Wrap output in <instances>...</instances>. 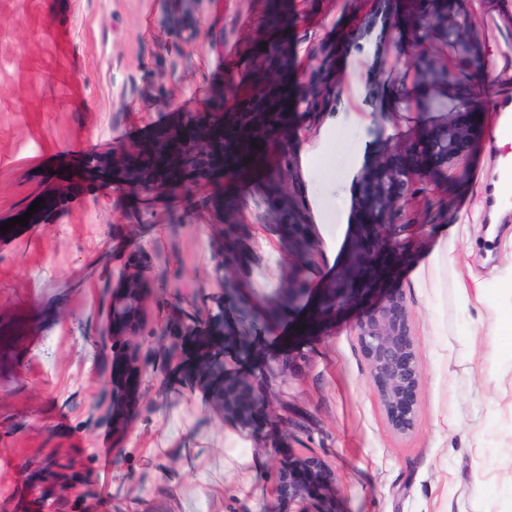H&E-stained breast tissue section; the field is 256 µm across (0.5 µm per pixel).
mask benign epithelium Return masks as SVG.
I'll return each mask as SVG.
<instances>
[{
    "label": "benign epithelium",
    "instance_id": "benign-epithelium-1",
    "mask_svg": "<svg viewBox=\"0 0 512 512\" xmlns=\"http://www.w3.org/2000/svg\"><path fill=\"white\" fill-rule=\"evenodd\" d=\"M436 6V26L423 21L410 30V49L415 80L403 94L404 102L422 112L441 107L440 90L458 81L454 70L432 55L433 39L448 48V55L463 59L472 72H485V56L469 38V20L459 8L460 0H431ZM270 95L257 86L237 102L232 112H199L172 128L161 129L148 141L123 146L102 161V166L121 174L123 180L142 191L158 187L186 189L200 181L222 178L229 172L225 161L224 141L252 136L276 150L279 158L289 155L288 127H270L258 123L249 130L234 127L232 117L239 112L257 114L256 103ZM327 92L319 75L311 73L299 95L302 103L315 108L326 99ZM474 100L457 98L448 108V119L425 128L421 136L404 151L388 148L360 177L359 215L353 225L345 264L336 277L322 288L316 304L306 315L294 320L291 334L300 338L321 329L336 314L359 305L373 292L375 303L364 310L353 325L354 336L366 358L376 395L383 405L388 422L396 431L408 433L417 418V394L420 372L411 313L404 297L387 287L402 255L399 235L414 220L409 200L412 186L433 170H446L469 151L476 136ZM290 240L293 252L305 261L316 251L310 225L300 215L288 212V223L278 225ZM242 244L230 249L227 240L219 243V270H228V261L244 274L246 265L240 254ZM143 275L131 268L120 290L112 294V347L135 334L143 298ZM306 289L293 282L282 290L279 303L293 309ZM211 328L199 324L181 326V337L196 344L194 371L198 378L214 386L215 396L224 407V418L241 427H249L265 403L255 394V386L271 379L268 372L259 379H227L224 359L216 349L230 340L224 328V314L211 317ZM305 330H300V327ZM112 429H118L126 411V388L138 372L132 352L115 353L112 357ZM339 487L324 461L315 456L295 458L278 472L272 497L275 512L284 502L298 506L296 512H336Z\"/></svg>",
    "mask_w": 512,
    "mask_h": 512
}]
</instances>
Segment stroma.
Segmentation results:
<instances>
[{
  "instance_id": "1",
  "label": "stroma",
  "mask_w": 512,
  "mask_h": 512,
  "mask_svg": "<svg viewBox=\"0 0 512 512\" xmlns=\"http://www.w3.org/2000/svg\"><path fill=\"white\" fill-rule=\"evenodd\" d=\"M462 7L487 58L480 79L454 64L480 100L481 134L452 169L421 182L417 221L401 235L391 285L412 314L422 377L416 426L402 434L372 386L352 330L357 310L298 341L287 320L255 323L241 312V300L258 311L279 294L296 263L257 178L143 192L111 171L69 167L249 92L271 0H201L187 15L172 0H0V221L10 225L0 232V512H43L54 498L67 512H270L281 465L312 454L336 476L337 512H512V379L493 375L481 308L460 298L478 281L493 297L512 250V207L485 205L499 157L512 153L491 136L495 105L512 101V72L499 73L512 63V0ZM280 9L281 82L297 88L321 69L330 84L320 109L288 103L296 164L326 123L344 133L336 150L360 141L372 159L444 120L400 98L413 77L396 47L404 0H283ZM218 195L232 199L253 249L235 290L216 270ZM33 205V224L13 225ZM464 221L441 287H413L437 231ZM349 238L320 244L309 300L342 266ZM134 264L147 286L128 343L140 375L116 431L112 349L102 338L112 292ZM194 312L223 314L246 336L245 346L224 345L228 375L258 377L292 355L263 387L255 427L225 419L190 375L179 330ZM52 459L71 464L79 482L51 477Z\"/></svg>"
}]
</instances>
